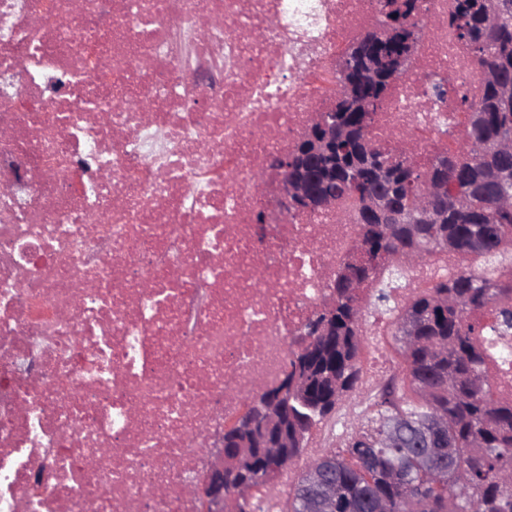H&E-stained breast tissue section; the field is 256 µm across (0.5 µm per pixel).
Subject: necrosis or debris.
<instances>
[{
    "instance_id": "obj_1",
    "label": "necrosis or debris",
    "mask_w": 512,
    "mask_h": 512,
    "mask_svg": "<svg viewBox=\"0 0 512 512\" xmlns=\"http://www.w3.org/2000/svg\"><path fill=\"white\" fill-rule=\"evenodd\" d=\"M430 25L371 127L426 166L467 138L483 73ZM376 0H0V512H199L210 438L279 383L359 243L357 206L276 207L272 158L330 108ZM271 214L267 224L257 212ZM438 255L359 290V417ZM471 321L500 325V308ZM493 399H512V333Z\"/></svg>"
}]
</instances>
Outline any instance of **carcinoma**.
<instances>
[{
	"label": "carcinoma",
	"instance_id": "obj_1",
	"mask_svg": "<svg viewBox=\"0 0 512 512\" xmlns=\"http://www.w3.org/2000/svg\"><path fill=\"white\" fill-rule=\"evenodd\" d=\"M418 0L380 6V36H369L348 51L338 77L336 141L318 154L311 126L292 163L308 182L314 207L330 197L364 201L363 193H382L394 209L416 211L417 223L392 224L390 218L358 210L363 251L336 271L324 312L308 321L303 336L315 353H296L288 371V396L262 395L264 413L224 435L232 460L224 476L225 494L240 485L255 487L275 478L282 466L300 457L312 427L326 419L360 380L361 310L356 289L388 257L414 253L487 254L512 239V184L498 176L512 171V0H456L449 23L471 48L484 74L482 96L471 109L469 141L455 152L434 157L420 169L391 155L369 137L373 115L388 93V64L407 53L417 38L411 17ZM423 181L448 185L437 202L439 223L429 224L417 205ZM512 295V285L482 272L462 271L416 294L404 306L395 340L418 402L386 386L376 415L361 424L346 447L310 462L288 498V512L320 509L317 486L336 488V512H512V400L488 396L490 377L484 333L470 323L473 310ZM288 406V446L275 456L262 446L283 432L279 408ZM453 454L458 471L426 459L428 451Z\"/></svg>",
	"mask_w": 512,
	"mask_h": 512
}]
</instances>
